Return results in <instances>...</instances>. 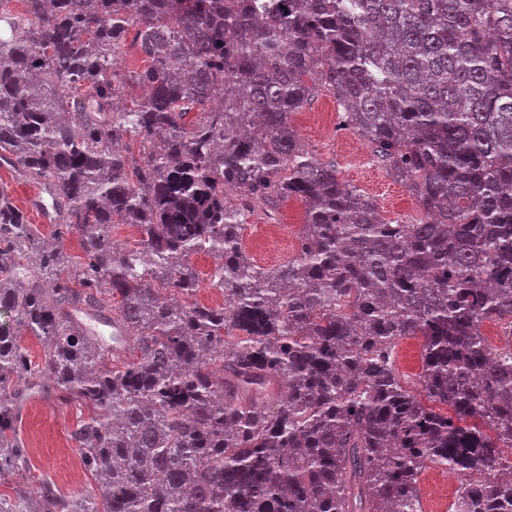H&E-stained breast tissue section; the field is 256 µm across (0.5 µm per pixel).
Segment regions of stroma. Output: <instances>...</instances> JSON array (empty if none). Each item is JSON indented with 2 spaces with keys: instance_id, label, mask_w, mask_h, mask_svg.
<instances>
[{
  "instance_id": "35a3bbf8",
  "label": "stroma",
  "mask_w": 512,
  "mask_h": 512,
  "mask_svg": "<svg viewBox=\"0 0 512 512\" xmlns=\"http://www.w3.org/2000/svg\"><path fill=\"white\" fill-rule=\"evenodd\" d=\"M339 112L340 106L332 95L320 88L313 90L308 103L293 119L305 149L319 162L335 163L344 184L373 196L384 220L418 219L420 213L412 194L390 177L370 143L341 129ZM304 222V204L290 199L280 205L274 219L259 214L245 216L243 244L259 267L282 265L296 256ZM80 414L78 406L39 395L24 402L16 431L28 452L30 468L0 475V497L14 499L17 489L33 491L44 480L65 493L93 486L94 481L83 469L69 438ZM456 483V476L426 467L418 481L422 512H449Z\"/></svg>"
}]
</instances>
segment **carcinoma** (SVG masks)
Masks as SVG:
<instances>
[{"mask_svg": "<svg viewBox=\"0 0 512 512\" xmlns=\"http://www.w3.org/2000/svg\"><path fill=\"white\" fill-rule=\"evenodd\" d=\"M12 2L0 156L53 195L57 244L0 187V312L47 345L36 368L0 324V474L29 468L36 390L87 409L70 439L94 478L19 489L18 512H421L428 466L457 475L452 512H512V344L482 332L512 336V0ZM132 26L151 65L117 107ZM316 86L423 218L383 221L303 148ZM291 197L298 253L260 268L243 218ZM201 251L222 306L186 301ZM420 345V339L406 338L397 344L394 354L395 365L401 379L406 382L408 387L416 391L420 389Z\"/></svg>", "mask_w": 512, "mask_h": 512, "instance_id": "carcinoma-1", "label": "carcinoma"}]
</instances>
